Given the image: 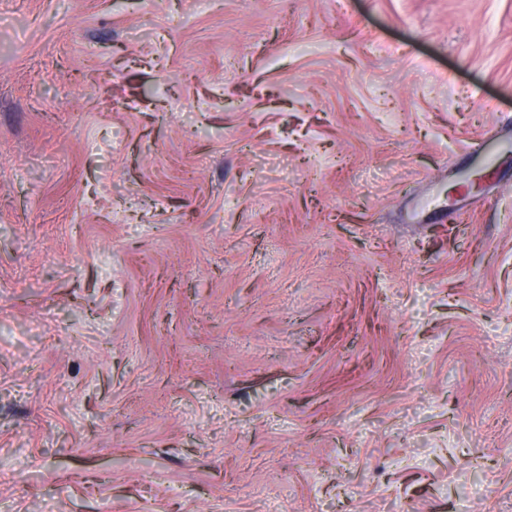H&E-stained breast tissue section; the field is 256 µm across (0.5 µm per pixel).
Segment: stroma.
<instances>
[{
	"mask_svg": "<svg viewBox=\"0 0 512 512\" xmlns=\"http://www.w3.org/2000/svg\"><path fill=\"white\" fill-rule=\"evenodd\" d=\"M512 0H0V505L512 512Z\"/></svg>",
	"mask_w": 512,
	"mask_h": 512,
	"instance_id": "obj_1",
	"label": "stroma"
}]
</instances>
